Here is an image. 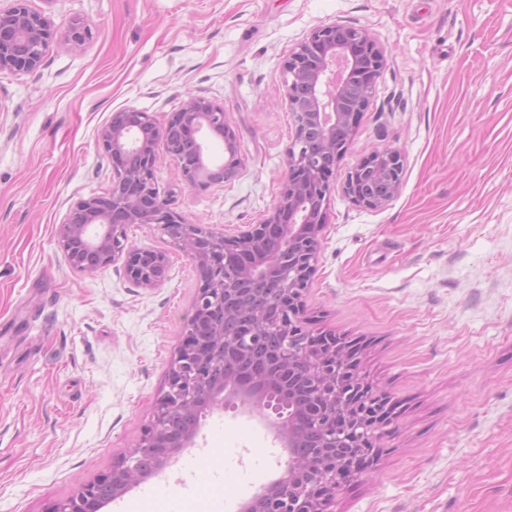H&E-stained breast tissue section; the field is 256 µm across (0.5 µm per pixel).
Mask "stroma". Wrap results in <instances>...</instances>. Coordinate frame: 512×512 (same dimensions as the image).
Listing matches in <instances>:
<instances>
[{
    "label": "stroma",
    "mask_w": 512,
    "mask_h": 512,
    "mask_svg": "<svg viewBox=\"0 0 512 512\" xmlns=\"http://www.w3.org/2000/svg\"><path fill=\"white\" fill-rule=\"evenodd\" d=\"M79 50L0 74V512H43L140 440L192 313L193 261L152 224L130 244L164 252L140 288L120 264L74 270L57 229L112 170L98 132L133 107L164 125L192 96L223 107L233 179L183 185L160 156L155 186L193 223L237 234L271 211L293 120L283 62L340 22L385 51L372 100L331 181L306 308L363 349L396 416L368 475L331 512H512V0H29ZM402 156L399 194L367 210L342 192L369 151ZM237 512L287 457L258 418L206 414L194 447L102 512L148 493L192 502L211 450Z\"/></svg>",
    "instance_id": "obj_1"
}]
</instances>
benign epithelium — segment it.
Instances as JSON below:
<instances>
[{
	"mask_svg": "<svg viewBox=\"0 0 512 512\" xmlns=\"http://www.w3.org/2000/svg\"><path fill=\"white\" fill-rule=\"evenodd\" d=\"M55 36L51 19L30 9L27 0L0 9V73L29 74L39 69ZM371 60L363 76L367 95L356 104L345 99L342 78L360 57ZM385 56L369 33L332 22L315 28L288 55L286 104L294 117L287 152V174L276 204L259 224H248L229 237L217 228L195 224L172 207L155 187L159 147L181 172L184 185L206 187L215 182L204 150L195 163L181 159L174 130L224 141L227 158L218 170L237 173L241 165L235 133L224 108L204 98L189 99L172 113L163 128L137 109L112 114L100 129L98 142L112 168L113 182H124L121 196L77 200L58 227L60 245L70 266L97 271L121 262L126 278L142 288H156L167 276L166 256L127 243L129 224H154L179 244L200 273V287L187 329L168 374L167 389L155 400L151 418L136 448L74 493L50 504L45 512H101V489L112 499L170 466L175 456L195 443L198 428L173 431L171 423L191 416L233 409L256 414L288 455L283 476L261 487L241 512H263L272 499L279 512H328L343 483L363 474L378 454L377 441L394 412L388 396L373 390L360 372V352L335 334L307 327L305 294L315 272L320 233L326 221L330 176L354 140L359 118L371 101ZM320 137L327 163L305 148L308 130ZM403 163L395 149L373 151L348 173L343 193L356 205L379 210L399 193ZM273 280L282 290V313L269 317L254 310L239 335L226 339L220 312L237 300L231 280ZM281 337L283 367L270 381L243 379L227 368V357L244 356L256 335ZM310 392L304 405L296 389ZM318 430L320 457L297 453L302 435ZM149 456L145 470L140 458Z\"/></svg>",
	"mask_w": 512,
	"mask_h": 512,
	"instance_id": "1",
	"label": "benign epithelium"
}]
</instances>
